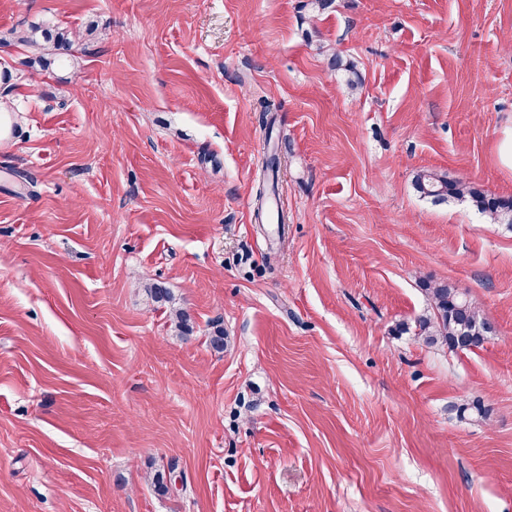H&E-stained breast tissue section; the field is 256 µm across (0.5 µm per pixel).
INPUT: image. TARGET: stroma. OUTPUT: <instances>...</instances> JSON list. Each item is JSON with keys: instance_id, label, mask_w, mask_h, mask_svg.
Wrapping results in <instances>:
<instances>
[{"instance_id": "obj_1", "label": "stroma", "mask_w": 512, "mask_h": 512, "mask_svg": "<svg viewBox=\"0 0 512 512\" xmlns=\"http://www.w3.org/2000/svg\"><path fill=\"white\" fill-rule=\"evenodd\" d=\"M43 22L106 38L36 72ZM510 37L512 0H0V512H512V227L412 185L512 197ZM427 279L496 335L425 344ZM278 176V160L275 155L266 159L263 166V179L260 182L259 188L256 193V201H258L257 209L255 210V219L260 223L261 214L263 212V202L267 194L271 191L276 192ZM262 223V221H261ZM148 295L154 303L169 307V320L180 336L190 332L189 314L183 308L177 307L175 298L166 288L153 285L148 288Z\"/></svg>"}]
</instances>
